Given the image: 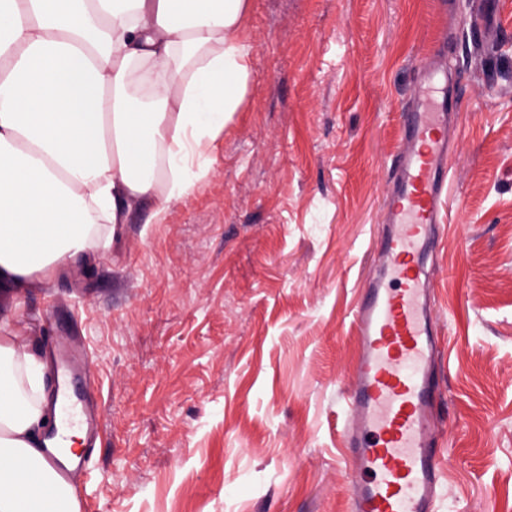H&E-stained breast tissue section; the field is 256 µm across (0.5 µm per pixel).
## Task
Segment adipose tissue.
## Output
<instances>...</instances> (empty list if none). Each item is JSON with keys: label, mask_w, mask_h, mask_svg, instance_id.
Masks as SVG:
<instances>
[{"label": "adipose tissue", "mask_w": 512, "mask_h": 512, "mask_svg": "<svg viewBox=\"0 0 512 512\" xmlns=\"http://www.w3.org/2000/svg\"><path fill=\"white\" fill-rule=\"evenodd\" d=\"M250 0H0V288L108 248L132 206L188 197L242 107ZM0 322V512H81L45 448L39 353Z\"/></svg>", "instance_id": "1"}]
</instances>
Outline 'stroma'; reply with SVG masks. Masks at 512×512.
<instances>
[{"mask_svg": "<svg viewBox=\"0 0 512 512\" xmlns=\"http://www.w3.org/2000/svg\"><path fill=\"white\" fill-rule=\"evenodd\" d=\"M251 0L252 76L208 174L163 223L0 297L28 349L78 337L103 428L81 512H350L341 432L382 263L403 110L458 75L432 238L438 512H512V0Z\"/></svg>", "mask_w": 512, "mask_h": 512, "instance_id": "obj_1", "label": "stroma"}]
</instances>
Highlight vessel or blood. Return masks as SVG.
<instances>
[{"label": "vessel or blood", "instance_id": "1", "mask_svg": "<svg viewBox=\"0 0 512 512\" xmlns=\"http://www.w3.org/2000/svg\"><path fill=\"white\" fill-rule=\"evenodd\" d=\"M454 77L437 59L403 116L407 147L388 205L390 232L379 274L368 282L353 325L360 350L343 437L351 459V512H436L441 468L425 427L438 352L425 244L439 222L448 181L449 97ZM442 92L439 101L432 92Z\"/></svg>", "mask_w": 512, "mask_h": 512}]
</instances>
